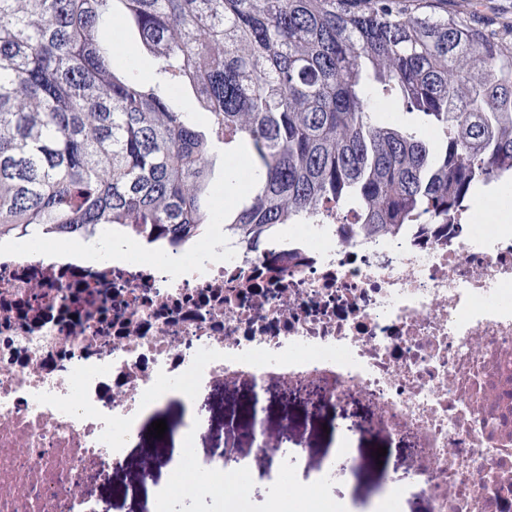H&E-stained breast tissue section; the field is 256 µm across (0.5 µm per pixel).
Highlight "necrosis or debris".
<instances>
[{"label": "necrosis or debris", "mask_w": 512, "mask_h": 512, "mask_svg": "<svg viewBox=\"0 0 512 512\" xmlns=\"http://www.w3.org/2000/svg\"><path fill=\"white\" fill-rule=\"evenodd\" d=\"M288 224L257 251L212 225L201 242L116 262L0 240V512H105V480L140 425L187 414L161 512H224V458L198 457L211 388L249 387L250 447L267 459L259 391L356 399L407 438L431 512H512V221L457 211L343 239Z\"/></svg>", "instance_id": "necrosis-or-debris-1"}]
</instances>
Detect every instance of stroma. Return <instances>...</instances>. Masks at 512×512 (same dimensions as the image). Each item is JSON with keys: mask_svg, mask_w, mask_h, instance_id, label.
<instances>
[{"mask_svg": "<svg viewBox=\"0 0 512 512\" xmlns=\"http://www.w3.org/2000/svg\"><path fill=\"white\" fill-rule=\"evenodd\" d=\"M442 8L449 13H467L477 22L497 24L512 21V0H442ZM246 388L230 385L216 390L211 403L215 409L211 434L197 440L199 454L213 453L225 446L224 417L239 408L246 396ZM262 415L270 432L280 428L282 412H289L292 441L287 449H273L271 458L263 464L242 467L240 458L248 453L243 445H235L225 462L230 487H244V495H231L229 505L244 512H269L277 494L287 497L302 496L315 482L327 462L333 444V430L339 419L328 406L308 410L300 401H289L283 390L270 388L261 395ZM157 437L144 436L142 448H156ZM386 448L385 456H378V448ZM142 448H133L123 466L113 475L112 485L103 494L110 504V512H158L155 489L167 484L172 470L161 462H146ZM356 460L351 471L335 483L323 486V498L334 504V512H364L368 505L378 503L383 486L395 485L399 498L389 503L388 512H431L430 502L418 483L411 466V451L401 443L368 428L357 440L353 451Z\"/></svg>", "mask_w": 512, "mask_h": 512, "instance_id": "stroma-1", "label": "stroma"}]
</instances>
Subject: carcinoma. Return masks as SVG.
Returning a JSON list of instances; mask_svg holds the SVG:
<instances>
[{"label": "carcinoma", "instance_id": "cac0c4a2", "mask_svg": "<svg viewBox=\"0 0 512 512\" xmlns=\"http://www.w3.org/2000/svg\"><path fill=\"white\" fill-rule=\"evenodd\" d=\"M114 17L152 83L103 43ZM186 87L206 124L172 107ZM377 96L435 138L384 120ZM219 144L250 170L224 232L255 249L329 206L370 235L446 223L512 174V27L434 0H0V238L198 239ZM116 21H118L119 26L118 28H114V37L121 46V49L117 52L121 53L132 62L137 74L142 79H153L156 69L153 57L143 47L136 31L124 27L121 21Z\"/></svg>", "mask_w": 512, "mask_h": 512}]
</instances>
